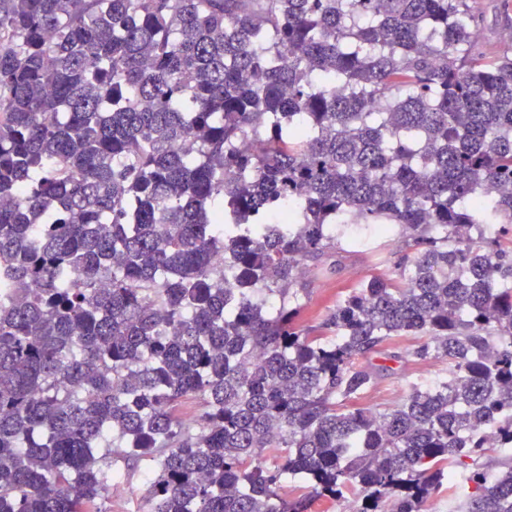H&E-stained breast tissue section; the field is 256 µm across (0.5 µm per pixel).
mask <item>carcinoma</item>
Segmentation results:
<instances>
[{"label":"carcinoma","mask_w":512,"mask_h":512,"mask_svg":"<svg viewBox=\"0 0 512 512\" xmlns=\"http://www.w3.org/2000/svg\"><path fill=\"white\" fill-rule=\"evenodd\" d=\"M476 6L0 0V512H105L114 448L148 512H426L455 473L512 512V58ZM343 224L412 255L301 326ZM405 338L448 376L363 404Z\"/></svg>","instance_id":"obj_1"}]
</instances>
